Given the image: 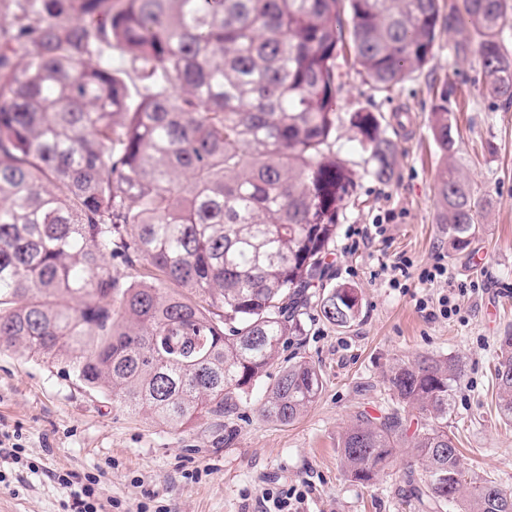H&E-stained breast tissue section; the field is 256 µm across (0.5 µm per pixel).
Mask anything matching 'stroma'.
<instances>
[{
    "mask_svg": "<svg viewBox=\"0 0 512 512\" xmlns=\"http://www.w3.org/2000/svg\"><path fill=\"white\" fill-rule=\"evenodd\" d=\"M461 0H440L434 56L390 92L375 91L352 55L341 61L336 92V151L354 187L328 258L332 282L356 289L360 308L347 328L316 312L281 359L306 357L322 374L316 402L297 421L263 419L244 404L216 418L204 413L181 427L113 403L80 381L67 355L38 356L0 347V434L19 450L0 462V512H70L71 492L89 490L100 512H257L268 489L306 491L303 512H419L397 449L377 479L361 484L343 471L339 441L356 414L381 416L391 403L390 366L419 355L462 365L452 420L461 463L475 476L512 490V426L499 419L493 368L499 338L512 332V103L488 97L482 62L461 23ZM447 104L455 151L443 156L431 131ZM376 113L397 145L394 175L380 183L355 140L350 113ZM457 166L481 199L479 230L453 246L438 222L437 186L444 164ZM386 223L385 238L345 253L346 233ZM445 255L451 283L468 284L457 315L430 317L447 285L410 279L393 287L383 266L398 256L415 267Z\"/></svg>",
    "mask_w": 512,
    "mask_h": 512,
    "instance_id": "stroma-1",
    "label": "stroma"
}]
</instances>
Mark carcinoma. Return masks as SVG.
Returning <instances> with one entry per match:
<instances>
[{"instance_id": "cac0c4a2", "label": "carcinoma", "mask_w": 512, "mask_h": 512, "mask_svg": "<svg viewBox=\"0 0 512 512\" xmlns=\"http://www.w3.org/2000/svg\"><path fill=\"white\" fill-rule=\"evenodd\" d=\"M460 13L485 93L512 102V4L462 0ZM439 18V0H0V344L65 351L86 384L169 426L251 402L297 420L323 386L311 361L254 389L308 310L339 328L359 312L356 289L327 287L353 186L335 151L338 59L351 47L389 92L431 61ZM445 101L432 133L446 156ZM349 124L390 180L396 145L377 117ZM437 201L465 245L480 200L456 166ZM461 374L452 357L390 366L391 407L341 437L346 476L369 483L409 448L427 512H512L511 489L461 466L448 429ZM494 379L512 424L511 332Z\"/></svg>"}]
</instances>
